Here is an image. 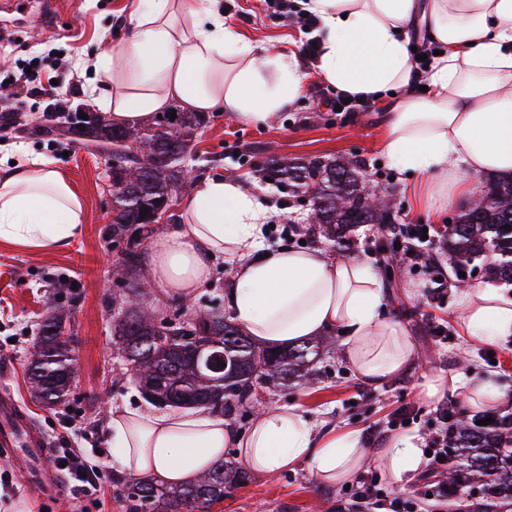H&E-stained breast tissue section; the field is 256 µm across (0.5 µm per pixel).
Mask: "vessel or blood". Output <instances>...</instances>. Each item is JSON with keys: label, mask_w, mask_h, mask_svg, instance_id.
<instances>
[{"label": "vessel or blood", "mask_w": 512, "mask_h": 512, "mask_svg": "<svg viewBox=\"0 0 512 512\" xmlns=\"http://www.w3.org/2000/svg\"><path fill=\"white\" fill-rule=\"evenodd\" d=\"M0 449L23 456L25 480L41 492L57 490V473L47 467L49 451L21 404L7 391L0 393Z\"/></svg>", "instance_id": "obj_1"}]
</instances>
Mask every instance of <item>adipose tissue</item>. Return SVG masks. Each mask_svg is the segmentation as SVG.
<instances>
[{
    "label": "adipose tissue",
    "instance_id": "ef3b65f1",
    "mask_svg": "<svg viewBox=\"0 0 512 512\" xmlns=\"http://www.w3.org/2000/svg\"><path fill=\"white\" fill-rule=\"evenodd\" d=\"M318 19L316 69L333 88L360 99L387 97L382 149L393 167L422 177L426 201L442 207L475 195L480 176L512 174V0H307ZM121 51L98 57V102L113 124L135 129L178 108L226 112L265 124L304 93L308 76L294 54L267 51L224 22L217 0H138ZM440 45L425 77L409 50L411 32ZM273 213L259 190L233 179L195 184L174 230L158 232L145 270L163 297L190 299L212 262L234 258L228 307L260 346L344 336L342 359L357 378L380 386L417 364L401 318L387 310L384 283L369 263L265 243ZM85 218L82 195L39 159L0 165V241L34 252L68 246ZM459 319L473 345L512 337V289L487 283L461 292ZM464 390L472 404L491 380L464 373L428 376L418 389L432 399ZM112 457L128 473L177 487L206 474L227 450L252 474L270 478L308 465L317 480L347 481L381 460L398 487L425 464V439L411 431L367 447L357 432L320 429L299 407L272 405L240 432L219 413L116 406L105 423Z\"/></svg>",
    "mask_w": 512,
    "mask_h": 512
}]
</instances>
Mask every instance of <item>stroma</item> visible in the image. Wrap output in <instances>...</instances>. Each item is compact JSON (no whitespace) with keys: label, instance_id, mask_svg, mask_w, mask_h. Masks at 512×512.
Wrapping results in <instances>:
<instances>
[{"label":"stroma","instance_id":"1","mask_svg":"<svg viewBox=\"0 0 512 512\" xmlns=\"http://www.w3.org/2000/svg\"><path fill=\"white\" fill-rule=\"evenodd\" d=\"M130 0H58V23H51L29 5L19 20L0 29V107L11 105L13 83L20 68L38 59L43 78L64 65L73 76L61 87L67 108L92 106L87 93L96 74L86 60L101 51H115L128 39L127 7ZM224 21L245 38L263 36L269 49L295 53L308 74L306 92L295 104L267 124H242L223 112H211L200 129L185 166L191 179L233 177L257 183L276 212L266 242L271 246H305L329 250L330 245L310 230L309 209L289 191L266 180L260 165L270 157L327 160L354 156L366 165L368 179L387 193L400 224H437L447 228L461 207L449 203L441 218H434L412 187L411 175L399 173L382 150L385 136L384 100L370 102L356 112H332L328 106L336 93L317 74L315 60L305 47L314 41L299 14V0H291L287 16L273 14L268 0H222ZM51 98L28 99L18 123L0 130V161L19 163L41 157L73 182L85 202L81 235L69 246L51 252H32L0 241V363L8 371L0 376V389L11 392L33 423L55 448L104 447V422L112 406L133 404L146 408L126 365L112 344V320L120 310L123 289L113 270L122 259L125 242L112 239L111 160L103 153L60 138L52 132L47 113L55 112ZM446 283L441 291L428 293L433 272L424 261L402 257L395 279L386 282L387 305L405 322L418 364L413 372L380 388L362 385L339 357L342 338L328 333V346L313 363L314 382L292 389L256 386L254 402L232 412L230 421L248 430L258 407L267 404L300 406L314 421L340 430L357 431L372 441L418 430L432 437L440 427L441 403L455 404L454 396L419 401L416 391L424 376L463 372L472 379H492L499 399L490 409L512 414V338L493 344L471 346L457 319L459 280L476 287L486 281L485 258H478L469 273H460L453 256L430 241ZM225 260H216L207 285L191 301L158 299L147 291L144 299L164 315L174 308L188 312L225 305ZM59 298L70 312L73 354L78 373L68 406L48 407L29 390L27 368L38 336V323L49 301ZM100 474L101 491L78 497L73 482L63 479L58 494L47 496L24 480L18 457L0 456V512H123L116 484L121 472L111 455L91 457ZM345 483H322L308 466L280 473L269 480L252 479L232 490L211 512H340Z\"/></svg>","mask_w":512,"mask_h":512}]
</instances>
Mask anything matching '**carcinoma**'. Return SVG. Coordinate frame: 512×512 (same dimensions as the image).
I'll return each mask as SVG.
<instances>
[{
  "label": "carcinoma",
  "instance_id": "obj_1",
  "mask_svg": "<svg viewBox=\"0 0 512 512\" xmlns=\"http://www.w3.org/2000/svg\"><path fill=\"white\" fill-rule=\"evenodd\" d=\"M203 118L192 112L172 120L164 112L152 126L131 129L101 124L94 114L84 120L70 112L57 128L70 141L111 154L115 212L112 235L135 228L136 249L125 254L115 271L117 277L127 281L128 293L113 324V346L122 357L130 346L151 339L145 350L127 358L150 404L205 407L226 415L252 399L257 384L286 388L308 378L319 344L307 341L280 349L249 343L243 351L228 353L224 372L216 373L202 361L193 365L188 343L169 336L173 320L138 302L145 285L128 275L138 267L141 245L156 232V227L140 214L152 211L159 203H170L172 191L190 182L189 171L170 156L189 149ZM266 171L293 193L323 200L310 208L309 219L337 250L353 249L351 231L360 224H370L380 230L376 249L386 256V269L397 268L401 250L395 248V243L400 237L386 236L395 227L396 217L378 187L367 182L360 160L274 157L266 161ZM442 242L456 258L459 269L468 267L474 257L488 253L495 261L486 268L487 274L512 282V176L491 182L458 220L448 225ZM67 317V310L59 306L40 320L38 345L28 366L33 397L51 407L68 402L77 371L71 355L72 337L53 331ZM186 321L198 334L204 357L224 350L227 337L242 335L216 306ZM166 368L175 377H164ZM453 437L448 451L458 463L443 475L448 489L486 498L477 512H512V420L482 426L460 414L453 424ZM250 481L248 473L221 460L196 482L183 487L167 489L132 479L124 487L122 500L128 512H207L231 490L245 487Z\"/></svg>",
  "mask_w": 512,
  "mask_h": 512
}]
</instances>
